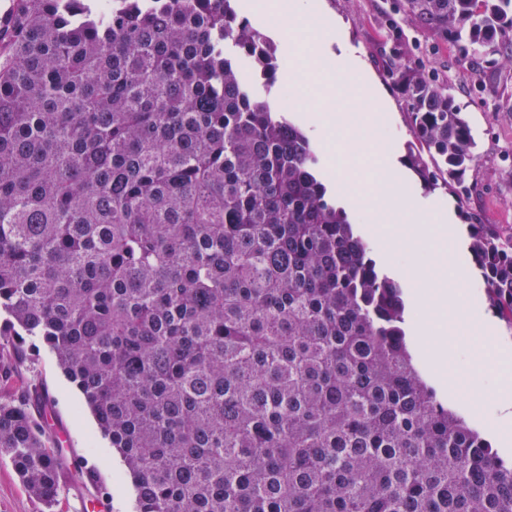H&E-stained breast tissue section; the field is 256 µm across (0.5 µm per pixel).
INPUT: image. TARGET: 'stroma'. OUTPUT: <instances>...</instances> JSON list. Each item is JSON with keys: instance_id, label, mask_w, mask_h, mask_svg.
Wrapping results in <instances>:
<instances>
[{"instance_id": "1", "label": "stroma", "mask_w": 512, "mask_h": 512, "mask_svg": "<svg viewBox=\"0 0 512 512\" xmlns=\"http://www.w3.org/2000/svg\"><path fill=\"white\" fill-rule=\"evenodd\" d=\"M322 11L335 23V44L344 46L375 83L379 98L371 100L351 93H337L336 106L346 112H371L382 107L386 116L380 128V147L375 157L363 158L349 136L340 133L335 146L314 136L323 169L343 173L328 187L352 212L357 224H365L370 200L366 195L381 163H389V175L410 187L413 197L431 200L437 221L460 228L456 247L467 248L462 211L474 213L482 223L512 230V45L496 51L476 53L443 41L434 31L412 22L399 12L397 0H321ZM408 56L429 74L447 82L456 103L471 122L478 140V159L466 181L472 191L459 202L451 188H425L408 164L413 138L408 107L402 93L390 85L386 72L395 55ZM288 66H281L272 89L275 103L285 107L293 119L317 105L324 91L311 73L300 76L297 85L287 80ZM414 354L427 380L479 428L494 439L491 416L483 407L487 390L493 386L491 370L468 372L456 391H449L447 375L435 370L425 350ZM38 391L39 399L29 409L35 416L52 415L50 433L65 432L68 447L62 452L65 477L58 501L46 509L28 495L8 457L0 456V512H83L86 501L107 499L109 512H134L135 492L126 468L73 383L59 369L55 355L40 340L30 336H0V396H17Z\"/></svg>"}]
</instances>
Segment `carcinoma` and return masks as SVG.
Listing matches in <instances>:
<instances>
[{
  "instance_id": "1",
  "label": "carcinoma",
  "mask_w": 512,
  "mask_h": 512,
  "mask_svg": "<svg viewBox=\"0 0 512 512\" xmlns=\"http://www.w3.org/2000/svg\"><path fill=\"white\" fill-rule=\"evenodd\" d=\"M466 49L512 0H400ZM253 78L241 77V59ZM274 42L231 0H16L0 28V313L40 339L122 458L135 512H512V464L438 399L401 284L268 95ZM428 189L478 143L400 59ZM512 327V234L468 225ZM0 455L47 506L62 458L0 398Z\"/></svg>"
}]
</instances>
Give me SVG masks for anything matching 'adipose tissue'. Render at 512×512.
<instances>
[{"mask_svg": "<svg viewBox=\"0 0 512 512\" xmlns=\"http://www.w3.org/2000/svg\"><path fill=\"white\" fill-rule=\"evenodd\" d=\"M250 8L265 13L269 25L286 34H294L301 26L311 33V40L297 56L298 70H314L322 55L330 52L332 19L307 13L303 0H252ZM332 102L331 94H324L316 108L305 113V121L321 132L342 130L358 146L374 148L384 122L383 115L376 112H334L330 109Z\"/></svg>", "mask_w": 512, "mask_h": 512, "instance_id": "adipose-tissue-1", "label": "adipose tissue"}]
</instances>
